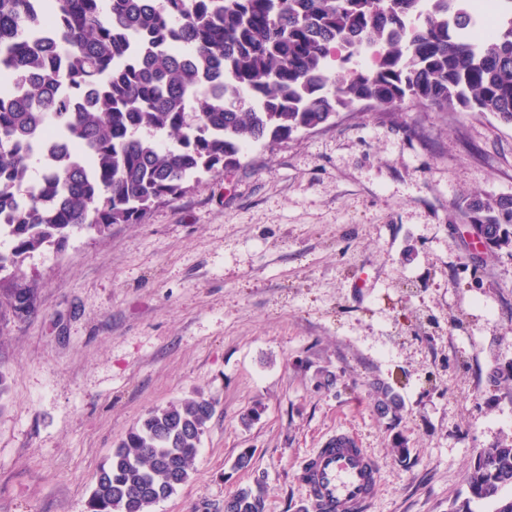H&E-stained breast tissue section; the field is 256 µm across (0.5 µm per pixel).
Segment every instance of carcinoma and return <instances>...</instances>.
Wrapping results in <instances>:
<instances>
[{
    "mask_svg": "<svg viewBox=\"0 0 512 512\" xmlns=\"http://www.w3.org/2000/svg\"><path fill=\"white\" fill-rule=\"evenodd\" d=\"M373 50V63L360 58ZM490 113L512 124V11L476 29L470 0H0V306L25 260L83 231L137 224L204 174L241 166L341 112ZM462 220L512 244V199H471ZM376 409L403 399L375 383ZM215 411L203 391L150 411L96 475L89 512H151L190 477ZM451 512H512V445L478 450ZM239 489L224 512H265Z\"/></svg>",
    "mask_w": 512,
    "mask_h": 512,
    "instance_id": "carcinoma-1",
    "label": "carcinoma"
}]
</instances>
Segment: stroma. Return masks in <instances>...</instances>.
<instances>
[{
    "label": "stroma",
    "instance_id": "obj_1",
    "mask_svg": "<svg viewBox=\"0 0 512 512\" xmlns=\"http://www.w3.org/2000/svg\"><path fill=\"white\" fill-rule=\"evenodd\" d=\"M476 196L512 198V124L343 112L27 258L32 311L0 308V512H87L128 431L198 390L215 413L152 512H224L258 483L266 512H304L303 463L339 431L378 461L368 512H449L478 449L512 443V247H475L457 211ZM375 389L377 393L376 409L381 416L398 417L404 411L403 399L391 386L377 382L375 383Z\"/></svg>",
    "mask_w": 512,
    "mask_h": 512
}]
</instances>
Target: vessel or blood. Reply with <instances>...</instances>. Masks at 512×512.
Segmentation results:
<instances>
[{"instance_id":"vessel-or-blood-1","label":"vessel or blood","mask_w":512,"mask_h":512,"mask_svg":"<svg viewBox=\"0 0 512 512\" xmlns=\"http://www.w3.org/2000/svg\"><path fill=\"white\" fill-rule=\"evenodd\" d=\"M306 497L321 512H363L379 488V466L365 449L339 433L306 460L301 473Z\"/></svg>"}]
</instances>
